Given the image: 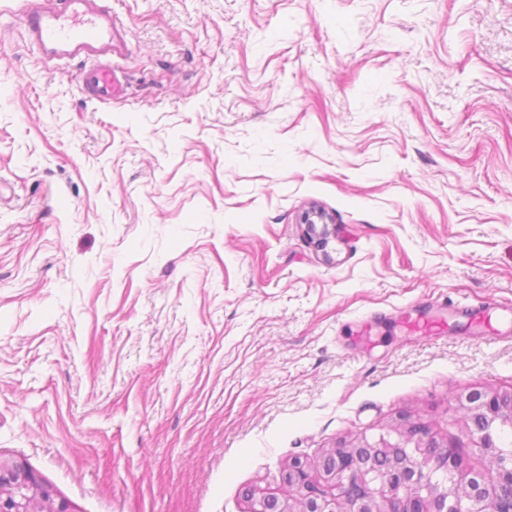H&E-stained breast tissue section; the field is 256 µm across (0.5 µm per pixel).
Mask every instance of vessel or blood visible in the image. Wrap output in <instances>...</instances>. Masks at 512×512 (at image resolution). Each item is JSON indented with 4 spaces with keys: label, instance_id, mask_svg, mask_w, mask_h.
Instances as JSON below:
<instances>
[{
    "label": "vessel or blood",
    "instance_id": "obj_1",
    "mask_svg": "<svg viewBox=\"0 0 512 512\" xmlns=\"http://www.w3.org/2000/svg\"><path fill=\"white\" fill-rule=\"evenodd\" d=\"M24 23L30 44L44 58L82 63L85 95L111 100L112 67L104 58L112 53V16L96 0H25Z\"/></svg>",
    "mask_w": 512,
    "mask_h": 512
}]
</instances>
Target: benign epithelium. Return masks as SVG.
Segmentation results:
<instances>
[{
  "mask_svg": "<svg viewBox=\"0 0 512 512\" xmlns=\"http://www.w3.org/2000/svg\"><path fill=\"white\" fill-rule=\"evenodd\" d=\"M303 224H331L326 211L313 204ZM464 417L486 422L478 434L486 466L477 470L443 444L428 425L402 419L374 437L363 432L349 444L329 450L315 467L295 459L284 481L291 499L273 494L252 498L250 512H512V447L498 441V427L512 426V390L487 392L464 387L456 393ZM388 448L391 462L375 470L360 453ZM0 512H72L56 489L26 464L0 461Z\"/></svg>",
  "mask_w": 512,
  "mask_h": 512,
  "instance_id": "benign-epithelium-1",
  "label": "benign epithelium"
}]
</instances>
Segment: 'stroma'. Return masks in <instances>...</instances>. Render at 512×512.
Wrapping results in <instances>:
<instances>
[{
	"mask_svg": "<svg viewBox=\"0 0 512 512\" xmlns=\"http://www.w3.org/2000/svg\"><path fill=\"white\" fill-rule=\"evenodd\" d=\"M23 3L0 0V457L76 512H249L407 415L481 465L454 394L512 389V339L460 313L512 308V0H99L108 103Z\"/></svg>",
	"mask_w": 512,
	"mask_h": 512,
	"instance_id": "35a3bbf8",
	"label": "stroma"
}]
</instances>
